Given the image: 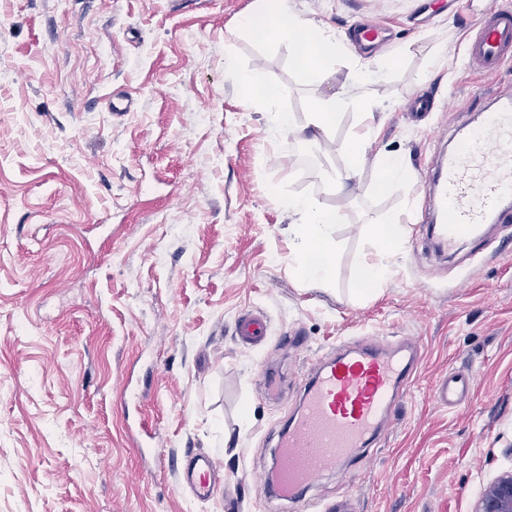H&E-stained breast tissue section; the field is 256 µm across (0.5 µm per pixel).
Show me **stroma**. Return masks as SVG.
Returning a JSON list of instances; mask_svg holds the SVG:
<instances>
[{"label": "stroma", "mask_w": 512, "mask_h": 512, "mask_svg": "<svg viewBox=\"0 0 512 512\" xmlns=\"http://www.w3.org/2000/svg\"><path fill=\"white\" fill-rule=\"evenodd\" d=\"M261 0H0V512H293L273 498L277 434L300 383L343 345L418 344L408 394L376 441L308 492L349 512H473L512 468V225L482 244L427 250L425 181L463 125H474L512 69L465 54L484 0H289L345 34L386 25L388 42H345L327 77L305 81L294 51L243 32ZM264 85L302 134L274 130L224 72L225 55ZM389 73L355 83L356 59ZM346 89L378 103L336 129L305 128L319 97ZM418 93L434 110L415 120ZM130 102L126 112L107 101ZM371 129L366 163L344 188L336 144ZM408 174L381 192L380 156ZM337 210L330 283L296 276L286 201ZM407 228L390 275L364 287L379 247L370 225ZM268 322L243 345L239 315ZM299 333L298 348L278 342ZM471 378L464 406L426 397ZM216 457L217 491L182 492L188 454Z\"/></svg>", "instance_id": "stroma-1"}]
</instances>
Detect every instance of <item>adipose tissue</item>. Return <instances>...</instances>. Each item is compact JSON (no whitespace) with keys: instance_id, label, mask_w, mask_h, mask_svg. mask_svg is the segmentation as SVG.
<instances>
[{"instance_id":"1","label":"adipose tissue","mask_w":512,"mask_h":512,"mask_svg":"<svg viewBox=\"0 0 512 512\" xmlns=\"http://www.w3.org/2000/svg\"><path fill=\"white\" fill-rule=\"evenodd\" d=\"M243 28L248 34L303 49L305 59L301 69L313 82L325 78L329 61L336 53L334 35L298 16L289 8L288 0H269L259 16L245 19ZM357 105L369 114L376 108L371 101H355L347 90H339L311 104L307 123L320 131L331 132L336 126L337 116ZM288 208L297 217L293 233L302 257L296 275L310 286H324L332 276L335 254L331 233L341 216L338 211L322 207L316 198L310 196L289 198Z\"/></svg>"}]
</instances>
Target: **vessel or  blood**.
I'll list each match as a JSON object with an SVG mask.
<instances>
[{
	"label": "vessel or blood",
	"instance_id": "vessel-or-blood-1",
	"mask_svg": "<svg viewBox=\"0 0 512 512\" xmlns=\"http://www.w3.org/2000/svg\"><path fill=\"white\" fill-rule=\"evenodd\" d=\"M466 54L489 72L512 66V7L487 0L471 22ZM460 145L442 156L428 190L439 214L430 237L443 252L466 235L476 236L484 224L502 223L512 214V92L493 97L474 127H462ZM235 331L249 342L266 336L265 321L239 317ZM383 337L369 347L344 351L317 368L303 385L302 402L280 435L271 468L276 499L301 505L323 474L338 470L382 428L393 399L404 393L415 360L388 353ZM469 378L451 376L433 387L430 397L440 406L463 404ZM216 463L211 454L190 456L179 475L194 497L210 499Z\"/></svg>",
	"mask_w": 512,
	"mask_h": 512
}]
</instances>
